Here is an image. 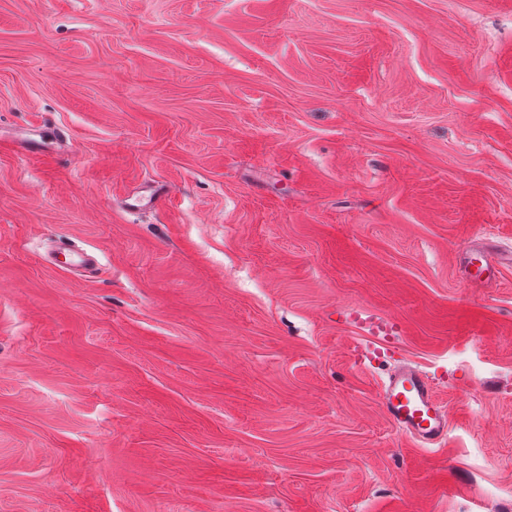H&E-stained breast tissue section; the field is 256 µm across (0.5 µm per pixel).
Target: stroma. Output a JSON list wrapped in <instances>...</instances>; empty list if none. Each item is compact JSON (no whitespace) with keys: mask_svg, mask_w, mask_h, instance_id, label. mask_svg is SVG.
<instances>
[{"mask_svg":"<svg viewBox=\"0 0 512 512\" xmlns=\"http://www.w3.org/2000/svg\"><path fill=\"white\" fill-rule=\"evenodd\" d=\"M58 130L0 152V512H512V266L459 274L512 249V0H0V135ZM60 134L53 135V141L49 142H37L28 138H18L15 141L7 140L12 151H15L17 155L24 157H31L36 155H43L48 153L50 146L56 147L58 141L61 139ZM171 200L167 187L156 181L145 182L135 191L129 193L124 200L129 210L140 209L144 202L158 207H165ZM496 244L488 241L480 248L467 245L465 251V279L470 284H482L488 282L494 275L496 264L492 256ZM355 318L364 324L369 336H374L376 338L375 343L380 345V347L384 348L386 351L391 348L390 338L400 334L399 325L393 321L372 316L363 319L361 314H356ZM380 399L388 420L418 446L435 448L447 442L448 409L420 369L397 365L387 376Z\"/></svg>","mask_w":512,"mask_h":512,"instance_id":"obj_1","label":"stroma"}]
</instances>
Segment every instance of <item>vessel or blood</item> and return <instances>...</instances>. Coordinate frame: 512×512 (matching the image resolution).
<instances>
[{
    "mask_svg": "<svg viewBox=\"0 0 512 512\" xmlns=\"http://www.w3.org/2000/svg\"><path fill=\"white\" fill-rule=\"evenodd\" d=\"M171 194L167 187L156 181L143 183L129 193L124 203L128 209H140L143 204L164 207ZM494 242L482 247L465 249L464 275L468 283L488 282L496 269ZM368 335L374 336L382 348H389L393 336L399 335L397 323L379 318H364ZM381 405L388 420L408 439L423 448H435L448 440V409L435 394L430 378L420 369L397 365L388 375L380 393Z\"/></svg>",
    "mask_w": 512,
    "mask_h": 512,
    "instance_id": "b4317fda",
    "label": "vessel or blood"
}]
</instances>
